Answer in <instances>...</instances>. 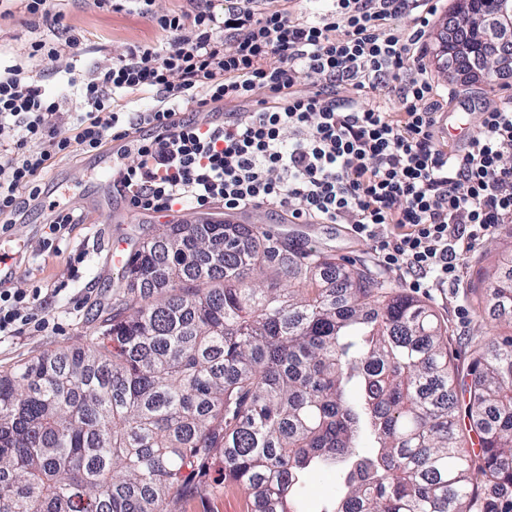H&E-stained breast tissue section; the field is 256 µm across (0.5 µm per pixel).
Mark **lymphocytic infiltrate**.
<instances>
[{
    "mask_svg": "<svg viewBox=\"0 0 512 512\" xmlns=\"http://www.w3.org/2000/svg\"><path fill=\"white\" fill-rule=\"evenodd\" d=\"M63 41L31 43L29 62L0 72V218L25 219L60 155L131 141L113 185L129 207L228 211L264 206L300 224H343L375 245L379 265L409 287L445 288L463 254L512 224V99L485 109L481 131L451 148L439 138L444 96L419 60L435 0H327L317 17L296 0H97L162 33L128 45L79 80L84 110L64 128L33 62L83 52L49 0H18ZM410 17L409 27L399 26ZM156 103L130 110L131 95ZM37 295L0 289V337L35 321Z\"/></svg>",
    "mask_w": 512,
    "mask_h": 512,
    "instance_id": "obj_1",
    "label": "lymphocytic infiltrate"
}]
</instances>
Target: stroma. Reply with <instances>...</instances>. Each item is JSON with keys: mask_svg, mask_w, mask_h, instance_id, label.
<instances>
[{"mask_svg": "<svg viewBox=\"0 0 512 512\" xmlns=\"http://www.w3.org/2000/svg\"><path fill=\"white\" fill-rule=\"evenodd\" d=\"M52 6L61 12L64 25L84 36L85 49L79 59L66 55L37 66L36 72L47 93L63 99L66 111L75 116L82 104L72 81L75 70L86 72L110 62L126 44L154 42L155 32L146 18L100 9L96 0H52ZM53 37L46 27L32 25L15 0H0L1 69L18 62L32 42ZM423 47L422 64L453 95L446 139L452 145L462 144L478 134L481 106L512 97V75L490 84L480 78L463 81L447 76L438 69L431 42H424ZM117 149L111 142L96 155L77 151L55 160L39 177L43 207L32 210L24 223L8 231V238L22 246L10 285L40 295L44 304L38 313L45 322L0 339L1 367H12L47 351L84 345L95 326L96 310L111 299L117 283L119 268L112 263L111 250L131 253L138 241L162 232L168 224L204 220L260 224L284 243L314 247L344 263L366 264L388 287L402 285L395 272L378 266L372 245L358 241L338 224H293L263 208L228 212L220 205L204 210L188 207L167 217L130 211L126 201L107 185ZM51 202L75 207L83 215L82 223L71 225L55 249L43 246ZM510 257L512 224H501L483 244L463 255L459 284L416 294L447 323L448 352L458 366H466L474 339L512 335L505 317L482 302L479 292L488 272ZM209 481L217 485V493L190 497L183 502L182 512H243V492L224 489L219 467H212Z\"/></svg>", "mask_w": 512, "mask_h": 512, "instance_id": "1", "label": "stroma"}]
</instances>
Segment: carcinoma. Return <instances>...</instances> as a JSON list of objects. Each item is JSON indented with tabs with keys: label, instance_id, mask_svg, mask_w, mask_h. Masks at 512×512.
Wrapping results in <instances>:
<instances>
[{
	"label": "carcinoma",
	"instance_id": "obj_1",
	"mask_svg": "<svg viewBox=\"0 0 512 512\" xmlns=\"http://www.w3.org/2000/svg\"><path fill=\"white\" fill-rule=\"evenodd\" d=\"M483 298L512 312V259ZM96 321L0 370V512H176L215 464L245 512H290L328 465L342 492L321 512H473L512 488V336L462 375L445 322L363 265L168 224Z\"/></svg>",
	"mask_w": 512,
	"mask_h": 512
}]
</instances>
